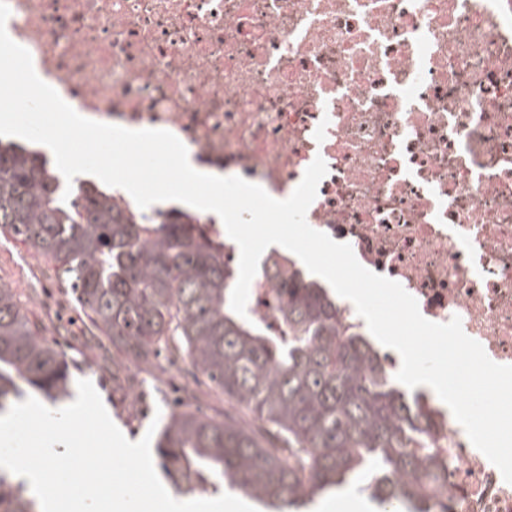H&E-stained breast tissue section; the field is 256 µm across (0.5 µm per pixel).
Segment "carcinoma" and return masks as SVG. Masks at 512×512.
Returning <instances> with one entry per match:
<instances>
[{
    "instance_id": "obj_1",
    "label": "carcinoma",
    "mask_w": 512,
    "mask_h": 512,
    "mask_svg": "<svg viewBox=\"0 0 512 512\" xmlns=\"http://www.w3.org/2000/svg\"><path fill=\"white\" fill-rule=\"evenodd\" d=\"M63 194L40 151L0 140V233L53 265L113 351L143 365L162 350L186 358L249 412L171 413L156 453L177 492L227 487L268 512H299L366 478L382 512H448L428 402L341 323L326 289L297 271L283 278L273 331L232 310L239 271L204 225L176 208L138 223L92 181ZM23 385L56 403L70 395L69 365L1 284L0 414ZM40 510L0 469V512Z\"/></svg>"
}]
</instances>
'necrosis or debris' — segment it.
Wrapping results in <instances>:
<instances>
[{
	"label": "necrosis or debris",
	"mask_w": 512,
	"mask_h": 512,
	"mask_svg": "<svg viewBox=\"0 0 512 512\" xmlns=\"http://www.w3.org/2000/svg\"><path fill=\"white\" fill-rule=\"evenodd\" d=\"M9 37L79 111L173 133L193 160L292 194L308 224L460 317L512 365V0H7ZM271 263L248 303L278 325ZM451 512H512V484L438 409Z\"/></svg>",
	"instance_id": "4bbe7bcc"
}]
</instances>
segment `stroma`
Returning <instances> with one entry per match:
<instances>
[{"label": "stroma", "mask_w": 512, "mask_h": 512, "mask_svg": "<svg viewBox=\"0 0 512 512\" xmlns=\"http://www.w3.org/2000/svg\"><path fill=\"white\" fill-rule=\"evenodd\" d=\"M50 266L38 262L21 242L0 235V281L16 288L28 316L37 321L44 336L56 342L67 358L73 380H90L117 427L130 441L140 440L149 429L158 409L164 408L161 384L165 370L161 365L141 367L139 373L113 371L110 341L95 343L90 323L81 319L74 324L59 322L61 313L72 310L74 302L65 286L52 289L42 298L40 285L54 280ZM134 383L149 385L150 390L139 406L124 403L120 387Z\"/></svg>", "instance_id": "stroma-1"}]
</instances>
